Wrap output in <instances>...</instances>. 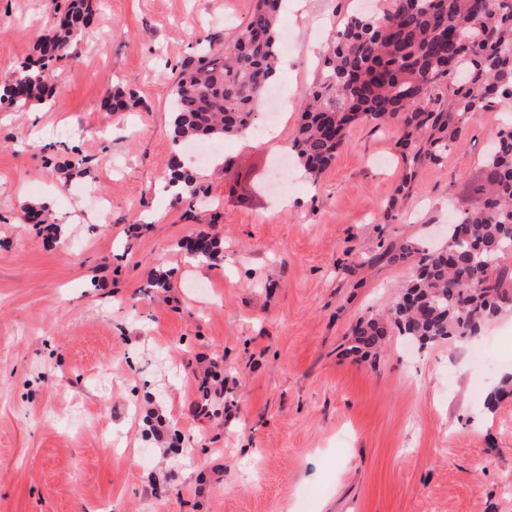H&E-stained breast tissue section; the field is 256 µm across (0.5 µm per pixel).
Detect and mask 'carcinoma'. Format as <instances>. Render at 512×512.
Masks as SVG:
<instances>
[{
  "mask_svg": "<svg viewBox=\"0 0 512 512\" xmlns=\"http://www.w3.org/2000/svg\"><path fill=\"white\" fill-rule=\"evenodd\" d=\"M90 5L69 0L52 22L39 57L23 62L0 85V103L19 109L44 102L52 66L69 57L82 36ZM283 0H254L233 45L189 59L171 90L170 134L175 145L197 138L219 142L242 136L257 123V102L278 76L277 25ZM380 15L347 16L323 60L320 80L304 91L302 121L288 145L291 167L318 177L336 159L351 126L395 123L403 130L406 160L418 166L448 150L481 112H512V0H391ZM134 95L118 89L108 111L124 112ZM477 202L455 223L448 242L425 251L415 279L398 295L386 319H361L352 328L353 349L370 352L391 328L420 346L468 342L483 326L512 310V131L500 132L480 161ZM168 184L192 201L195 179L179 151L169 163ZM195 262L222 255L217 239L196 238L186 249Z\"/></svg>",
  "mask_w": 512,
  "mask_h": 512,
  "instance_id": "1",
  "label": "carcinoma"
}]
</instances>
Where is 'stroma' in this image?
<instances>
[{
    "mask_svg": "<svg viewBox=\"0 0 512 512\" xmlns=\"http://www.w3.org/2000/svg\"><path fill=\"white\" fill-rule=\"evenodd\" d=\"M355 2L283 13L279 139ZM92 3L52 98L0 105V512H512V395L485 405L512 374V312L474 343L498 352L492 368L395 333L377 356L346 350L410 283L415 250L474 203L503 113L414 170L396 125L356 124L318 180L290 171L285 209L233 191L272 176L279 139L254 131L218 143L215 169L184 153L198 195L179 203L169 93L188 59L233 44L253 0ZM65 5L0 0V80L37 58L41 18ZM116 85L140 105L107 111ZM35 203L56 241L28 221ZM200 234L222 261H188L181 243ZM158 269L167 288L148 283ZM212 362L225 411L201 420L195 377Z\"/></svg>",
    "mask_w": 512,
    "mask_h": 512,
    "instance_id": "35a3bbf8",
    "label": "stroma"
}]
</instances>
